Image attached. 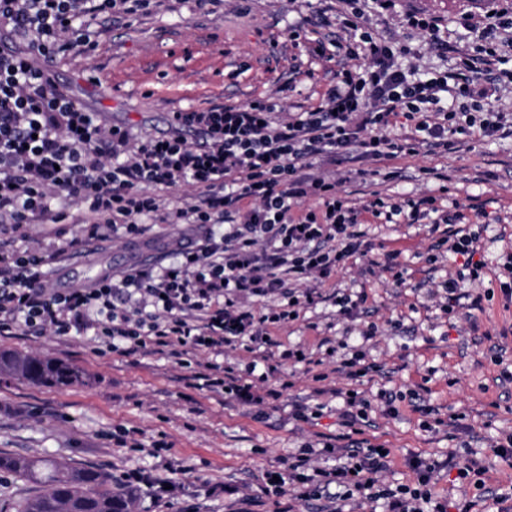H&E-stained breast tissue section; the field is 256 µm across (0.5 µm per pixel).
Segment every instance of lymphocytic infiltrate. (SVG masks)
Returning a JSON list of instances; mask_svg holds the SVG:
<instances>
[{
  "label": "lymphocytic infiltrate",
  "mask_w": 512,
  "mask_h": 512,
  "mask_svg": "<svg viewBox=\"0 0 512 512\" xmlns=\"http://www.w3.org/2000/svg\"><path fill=\"white\" fill-rule=\"evenodd\" d=\"M340 2L335 21L342 38L314 52L343 55L351 66L337 73L318 105L296 107L281 121L269 101L217 104L174 113L166 135L136 139L60 87L53 65L67 53L94 49L91 18L125 4L135 11L147 0H0V236L21 238L27 225L71 220L98 239L120 230L137 236L149 222L225 227L223 238L183 252L179 265L118 281L108 275L93 288L48 287L39 250L0 251V337L49 332L86 336L110 352L169 347L180 356L220 353L245 338L257 360L268 361L277 345L273 330L321 299L323 280L364 247L363 215L390 223L403 214L412 224L427 216L411 199L401 204L374 193L352 202L336 181L312 174L317 158L356 149L367 159H392L512 135V113L501 107L496 86L512 48V0H499L478 21L459 17L457 26L474 35L462 47L449 42L444 20L396 13L395 0ZM369 13L397 16L402 27L428 35L432 48L457 55L455 66L416 77L389 37L363 26ZM447 96L473 106L448 110ZM401 116L408 125L397 135ZM192 132L198 144L188 143ZM183 186L194 195L164 207L160 191ZM310 200L315 209L304 210ZM471 221L468 205L459 203L431 225L450 255L466 258L464 273L443 284L445 312L459 305L483 310L498 294L512 302V254L498 288H466L483 270ZM272 297L281 303L265 312L248 304ZM203 379L209 391L255 403L280 400L290 387L284 381L255 394L228 365L222 376ZM324 450L335 454V467L314 466L308 446L289 463L288 480L297 500L327 498L325 512H343L350 501L378 502L383 512H473L475 502L452 508L438 495V460L414 458V484L390 489L378 480L386 455L364 440Z\"/></svg>",
  "instance_id": "1"
}]
</instances>
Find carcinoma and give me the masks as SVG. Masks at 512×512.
<instances>
[{
    "label": "carcinoma",
    "instance_id": "carcinoma-1",
    "mask_svg": "<svg viewBox=\"0 0 512 512\" xmlns=\"http://www.w3.org/2000/svg\"><path fill=\"white\" fill-rule=\"evenodd\" d=\"M2 370L45 386H69L83 380L80 370L31 354L0 352ZM0 471L44 487L42 493L16 503L15 512H138L137 492L100 469H73L51 458L33 460L0 453Z\"/></svg>",
    "mask_w": 512,
    "mask_h": 512
}]
</instances>
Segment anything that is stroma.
<instances>
[{
	"instance_id": "stroma-1",
	"label": "stroma",
	"mask_w": 512,
	"mask_h": 512,
	"mask_svg": "<svg viewBox=\"0 0 512 512\" xmlns=\"http://www.w3.org/2000/svg\"><path fill=\"white\" fill-rule=\"evenodd\" d=\"M330 0H150L137 14L115 10L92 20L97 46L88 53L58 59L60 82L91 112L110 125L128 127L134 136H160L171 129L174 112L201 110L212 103L244 105L271 100L280 112L294 104L318 103L342 59L312 55L317 42L338 36L334 26L315 27L308 20ZM496 0H399L400 10L455 20L466 12L481 17ZM300 38H292L293 29ZM392 32L399 48L422 72H439L454 57L431 51L425 40ZM447 175L448 192L424 178L423 168ZM314 173L336 178L353 199L379 191L392 199L432 197L441 210L462 201L502 215L512 214V139L472 140L467 150L439 151L395 159L366 160L358 154L329 163L316 160ZM392 171L393 180H382ZM370 256L354 253L322 284L323 301L301 308L283 324L278 339L322 360L328 372L325 394L303 365L280 362L277 369L256 364L243 346L219 355L200 354L203 362L233 366L263 389L280 380L293 386L276 402L245 403L209 392L195 377V366L180 364L169 352L153 355L95 353L81 338L13 336L0 339V351L35 354L83 372L82 383L47 387L0 373V452L31 458L52 456L72 467H95L111 475L138 467L158 479H173L169 491L151 499L140 493L139 512H321L317 500H295L280 491L271 474H287L288 463L308 443L347 445L348 428L337 410L342 395L354 390L372 407L361 424L371 445L387 449L384 485L412 483V456L442 461L455 457L482 460L488 483L512 487V465L496 457L490 445L499 432L512 429V333L491 351L488 331L512 326V306L502 297L486 303L475 322L447 315L427 291L440 287L462 261L450 256L440 234L427 221L416 224L364 225ZM481 237L485 279H493L503 254L512 251V223L473 224ZM222 225L152 224L141 236L118 233L109 240L87 241L81 252L54 266L53 285L91 286L100 276L119 278L131 268L158 270L180 263L178 248L194 250ZM399 251L406 283L395 287L389 275L372 271L370 258ZM366 296L354 321L337 316L333 294ZM374 327L370 340L361 329ZM336 339L334 355L320 348L322 338ZM362 355L367 374L351 380L335 373L337 360ZM423 392L440 421L428 426L413 410L414 392ZM396 398V413L379 399ZM323 415L311 419L316 405ZM466 415L467 430L445 425L448 414ZM141 431L142 451L121 447L120 430ZM165 442L162 456L149 455Z\"/></svg>"
}]
</instances>
